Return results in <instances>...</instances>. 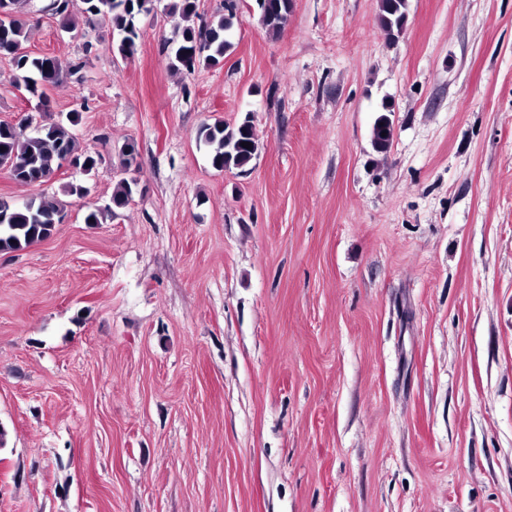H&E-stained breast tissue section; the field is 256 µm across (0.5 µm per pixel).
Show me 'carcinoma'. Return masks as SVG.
Wrapping results in <instances>:
<instances>
[{
  "mask_svg": "<svg viewBox=\"0 0 512 512\" xmlns=\"http://www.w3.org/2000/svg\"><path fill=\"white\" fill-rule=\"evenodd\" d=\"M30 0H0L6 8L8 21L0 20V55L10 58L25 90L42 98L48 105L43 88L56 84L62 76L63 66L55 56H31L22 51L29 36V25L24 7ZM86 20L101 16L108 19L119 35L113 46L122 58H130L137 51L139 33L134 24L136 16L149 14L154 0H83ZM266 9L261 21L270 33L280 32L288 21L292 0H265ZM52 15L60 18L69 30L76 28L70 19L69 0L49 4ZM236 3H224V13L217 20L199 24V0H172L171 15L178 17L179 41L171 67L188 73L201 63L215 67L224 60L232 48L228 35L233 27ZM407 18V0H380L378 21L388 39L402 34ZM393 108L384 103L378 110L371 131V144L378 153H385L393 140ZM198 141L210 155L213 168L218 171L247 167L256 156L259 143L251 123L244 119L229 128L223 122L204 125ZM250 143V148L241 143ZM69 161L89 175L99 163V158L78 151L73 135L63 124L52 123L38 128L35 134L24 136L21 128L0 122V167L22 184H44L61 165ZM135 179H121L112 192L111 204L116 209L126 207L133 199ZM63 206L54 199H30L20 205L0 201V252L16 251L22 247L51 236L61 223Z\"/></svg>",
  "mask_w": 512,
  "mask_h": 512,
  "instance_id": "obj_1",
  "label": "carcinoma"
}]
</instances>
